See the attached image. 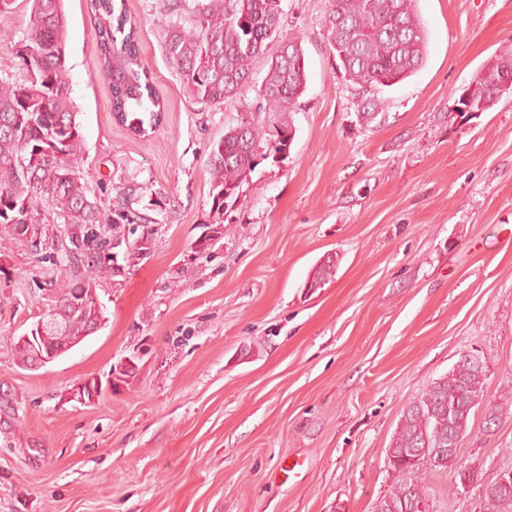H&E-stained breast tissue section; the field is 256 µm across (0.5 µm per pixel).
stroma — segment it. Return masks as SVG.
Wrapping results in <instances>:
<instances>
[{"label":"stroma","instance_id":"35a3bbf8","mask_svg":"<svg viewBox=\"0 0 512 512\" xmlns=\"http://www.w3.org/2000/svg\"><path fill=\"white\" fill-rule=\"evenodd\" d=\"M328 5L282 0L307 85L264 120L294 137L219 223L211 145L254 110L266 64L223 106L194 103L164 52L171 15L126 0L165 107L138 137L112 116L87 0H64L81 175L149 221L97 225L114 252L78 261L56 248L60 219L40 245L0 224V512H374L397 481L387 450L404 408L462 355L485 362L486 403L512 401V94L454 109L512 44V0H417L428 57L376 90L370 121L324 38ZM29 20L25 0L0 15V61ZM77 279L100 328L22 367L14 338ZM484 418L473 411L457 457L474 483L423 465L426 512H490L483 486L512 468V417L490 436Z\"/></svg>","mask_w":512,"mask_h":512}]
</instances>
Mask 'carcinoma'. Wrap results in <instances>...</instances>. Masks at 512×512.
Masks as SVG:
<instances>
[{
    "label": "carcinoma",
    "mask_w": 512,
    "mask_h": 512,
    "mask_svg": "<svg viewBox=\"0 0 512 512\" xmlns=\"http://www.w3.org/2000/svg\"><path fill=\"white\" fill-rule=\"evenodd\" d=\"M31 4L32 34L18 53L23 75L0 68V224L21 236L38 238L46 223L39 206L51 203L54 213L72 227L65 253L73 259L98 251L97 224H146L148 218L118 200L104 206L89 197L79 173L84 139L71 97L65 64L66 21L62 0H26ZM189 22L181 21L186 0H164L175 16L165 31V51L179 71L183 91L192 101L220 106L233 98L251 77L270 44L280 40L281 0H194ZM94 15L96 50L102 73L110 80L113 116L138 136L156 124L164 106L141 65L140 39L125 0H88ZM325 39L347 81L366 94L413 75L427 57V33L416 0H329ZM285 56L266 61L261 105L257 112L282 113L306 90L304 49L293 38ZM512 80V50L494 58L491 70L475 78L483 92L468 107L487 112L497 104L501 82ZM267 130L256 120L230 127L210 152L212 209L224 218V204L236 200L243 183L258 165ZM86 281L71 282L53 309L65 335L76 338L102 317L93 299L82 295ZM486 369L481 358L463 355L418 399L407 404L387 457L399 479L374 512H413L425 497L416 479L420 464L411 462L420 448H440L435 466L445 468L457 456L460 435L467 432L473 409L485 401ZM508 416L501 404L485 407V432L492 434ZM493 512H512V487L484 486Z\"/></svg>",
    "instance_id": "obj_1"
}]
</instances>
